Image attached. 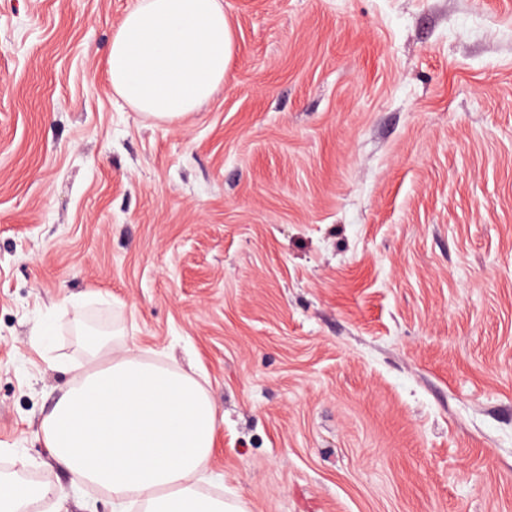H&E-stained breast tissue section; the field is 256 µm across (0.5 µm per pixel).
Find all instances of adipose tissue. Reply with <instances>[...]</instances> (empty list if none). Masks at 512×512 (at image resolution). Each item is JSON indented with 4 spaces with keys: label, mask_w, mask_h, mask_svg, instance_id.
Wrapping results in <instances>:
<instances>
[{
    "label": "adipose tissue",
    "mask_w": 512,
    "mask_h": 512,
    "mask_svg": "<svg viewBox=\"0 0 512 512\" xmlns=\"http://www.w3.org/2000/svg\"><path fill=\"white\" fill-rule=\"evenodd\" d=\"M232 52L223 0H137L112 37L109 78L138 111L174 121L223 83ZM216 429L215 405L195 378L130 352L89 372L41 425L58 463L74 482L106 488L113 512L134 500L144 512H246L198 488ZM59 495L0 474V512Z\"/></svg>",
    "instance_id": "obj_1"
}]
</instances>
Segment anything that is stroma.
Segmentation results:
<instances>
[{"label": "stroma", "instance_id": "obj_1", "mask_svg": "<svg viewBox=\"0 0 512 512\" xmlns=\"http://www.w3.org/2000/svg\"><path fill=\"white\" fill-rule=\"evenodd\" d=\"M136 0H0V466L133 351L213 400L246 512H512V0H224L191 115L114 94Z\"/></svg>", "mask_w": 512, "mask_h": 512}]
</instances>
